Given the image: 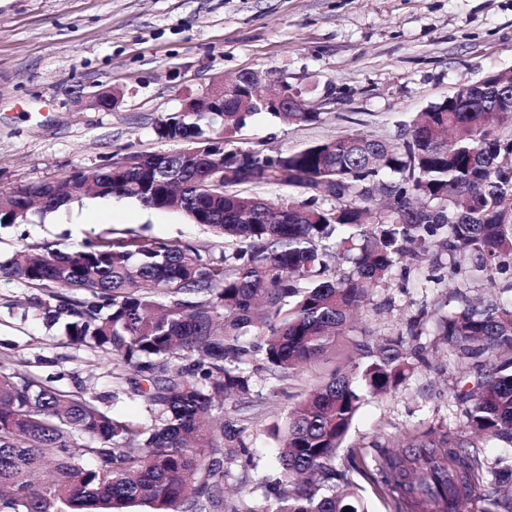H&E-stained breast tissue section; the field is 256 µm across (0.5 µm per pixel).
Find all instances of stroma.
Masks as SVG:
<instances>
[{"label":"stroma","instance_id":"stroma-1","mask_svg":"<svg viewBox=\"0 0 512 512\" xmlns=\"http://www.w3.org/2000/svg\"><path fill=\"white\" fill-rule=\"evenodd\" d=\"M248 69L287 78L323 112L314 124L257 116L229 135L231 147L286 152L347 133L397 140L403 116L460 84L512 72V0H0V192L57 181L133 151L166 150L156 122L208 85ZM117 88L110 110L86 92ZM132 232L203 256L224 240L181 214L122 198L77 195L57 212L0 225V256ZM48 292L0 274V368L35 376L138 422L152 418L117 379L110 355L71 342ZM445 288L375 289L352 339L397 335L420 306L446 305ZM429 349L384 397H366L347 444L365 459L375 441L417 426L462 428L453 402L456 369L445 346ZM281 399L255 409L259 470H274Z\"/></svg>","mask_w":512,"mask_h":512}]
</instances>
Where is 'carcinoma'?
Listing matches in <instances>:
<instances>
[{
	"mask_svg": "<svg viewBox=\"0 0 512 512\" xmlns=\"http://www.w3.org/2000/svg\"><path fill=\"white\" fill-rule=\"evenodd\" d=\"M259 107L224 96L222 112H175L157 137L172 145L135 152L129 167H77L60 182L0 193V224L30 197L47 211L77 190L119 196L184 215L224 236L217 260L134 233L87 238L0 260V273L49 289L70 340L112 353L118 378L152 414L140 424L79 393L0 371V512H369L336 456L362 396L395 391L425 363L409 340L431 330L453 353L464 432L413 428L375 444L367 474L404 512H458L475 488L512 512V456L489 464L487 440L512 445V295L474 298L486 282L512 292V76L468 84L464 105L443 101L399 122L397 142L356 133L268 154L223 149ZM313 124L319 112H272ZM225 171V183L211 184ZM304 190L272 203L237 189L235 176ZM427 263L419 288L446 284L458 307H422L406 333L341 340L375 288L407 282L408 261ZM83 297L76 298L72 293ZM317 367L305 377L303 368ZM291 400L277 475L258 474L254 409ZM77 436L91 443L74 446ZM262 490L263 502L228 499L224 478Z\"/></svg>",
	"mask_w": 512,
	"mask_h": 512,
	"instance_id": "cac0c4a2",
	"label": "carcinoma"
}]
</instances>
